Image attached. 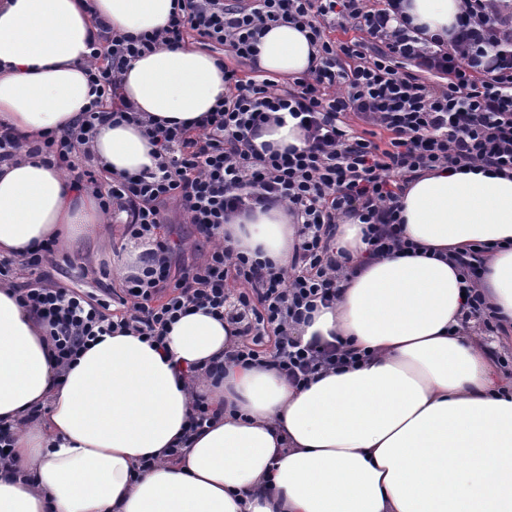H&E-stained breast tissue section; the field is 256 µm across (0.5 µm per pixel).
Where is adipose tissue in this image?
Masks as SVG:
<instances>
[{
    "instance_id": "1",
    "label": "adipose tissue",
    "mask_w": 512,
    "mask_h": 512,
    "mask_svg": "<svg viewBox=\"0 0 512 512\" xmlns=\"http://www.w3.org/2000/svg\"><path fill=\"white\" fill-rule=\"evenodd\" d=\"M173 0H0V122L34 143L91 103L83 71L95 17L140 35L165 28ZM460 0H403L423 36L447 35ZM314 53L289 23L260 41L258 71L304 74ZM122 92L139 112L189 123L224 95L219 57L183 43L133 60ZM94 150L111 172L156 168L141 127L108 119ZM415 251L366 256L363 226L337 224L347 266L335 303L303 338L342 341L361 361L297 388L270 367L230 366L232 327L199 310L166 346L115 331L58 370L36 316L0 283V421L16 426V471L0 470V512H512V380L495 342L465 319L467 249L488 247L480 290L512 325V176L479 169L422 173L401 198ZM96 197L41 158L0 164V255L52 239L76 256L102 239ZM234 251L289 267L297 241L286 206L230 219ZM217 415L188 434L193 393ZM183 457L140 471L143 457Z\"/></svg>"
}]
</instances>
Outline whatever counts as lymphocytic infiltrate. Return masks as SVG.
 <instances>
[{
  "label": "lymphocytic infiltrate",
  "instance_id": "obj_1",
  "mask_svg": "<svg viewBox=\"0 0 512 512\" xmlns=\"http://www.w3.org/2000/svg\"><path fill=\"white\" fill-rule=\"evenodd\" d=\"M339 17L349 21L354 37L335 36ZM283 22L307 30L316 50L309 71L284 88L238 68L254 59L269 28ZM194 34L204 45L229 48L237 61L224 69V98L189 126L142 118L121 96L124 69L158 45H178ZM88 47L94 100L71 127L47 134L31 152L67 174L77 189L95 192L103 212L125 214L127 235L150 249L138 273L96 301L81 290L46 284L54 242L18 262L0 259L1 282L14 265L26 270V284L16 288L19 301L38 316L61 367L117 329L164 347L171 325L200 308L237 327L241 342L225 353V364L268 361L297 386L348 367L357 352L306 343L294 333L317 306L336 299L338 216L365 224L372 254L405 250L398 201L419 172L478 163L512 173V0H461L445 38L420 36L403 18L401 0H251L246 6L174 0L163 30L134 37L102 24ZM405 61L410 69H402ZM110 111L141 121L155 148L154 171L102 179L91 147ZM277 112L297 119L304 148L256 151L253 138ZM355 120L362 133L353 131ZM173 202L211 245L190 265L178 262V245L164 233ZM277 204L287 206L298 226L290 269L230 255L217 242L229 215ZM460 262L470 314L487 332L501 331L476 287L482 249H471ZM108 302L109 316L102 312Z\"/></svg>",
  "mask_w": 512,
  "mask_h": 512
}]
</instances>
